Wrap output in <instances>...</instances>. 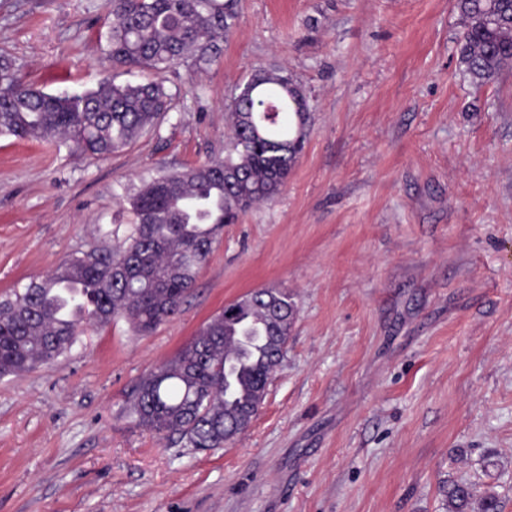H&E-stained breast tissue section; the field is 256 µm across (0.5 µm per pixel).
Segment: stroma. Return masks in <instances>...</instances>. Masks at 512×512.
Here are the masks:
<instances>
[{
  "instance_id": "1",
  "label": "stroma",
  "mask_w": 512,
  "mask_h": 512,
  "mask_svg": "<svg viewBox=\"0 0 512 512\" xmlns=\"http://www.w3.org/2000/svg\"><path fill=\"white\" fill-rule=\"evenodd\" d=\"M103 0H0L24 84L117 75ZM453 0H239L209 65L164 73L161 126L103 158L0 137V297L113 245L144 179L223 157L230 104L288 71L313 124L275 200L225 225L180 313L88 329L0 379V512H447L444 485L512 512V63L477 88ZM266 287L297 319L251 425L183 448L124 413L142 377Z\"/></svg>"
}]
</instances>
